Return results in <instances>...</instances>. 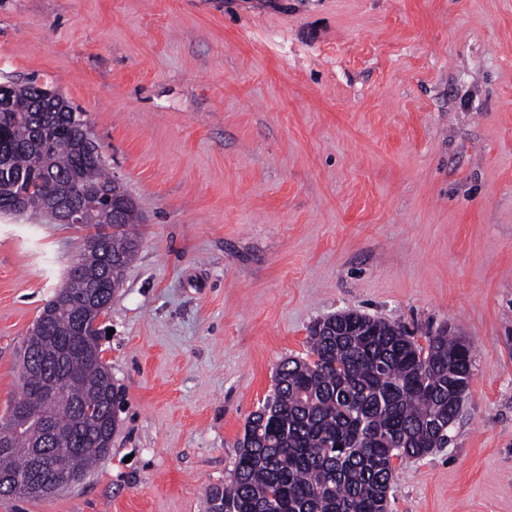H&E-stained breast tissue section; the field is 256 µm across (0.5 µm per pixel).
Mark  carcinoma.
<instances>
[{"label":"carcinoma","mask_w":512,"mask_h":512,"mask_svg":"<svg viewBox=\"0 0 512 512\" xmlns=\"http://www.w3.org/2000/svg\"><path fill=\"white\" fill-rule=\"evenodd\" d=\"M40 88L17 87L10 120L0 124L16 188L0 191V209L32 211L64 192L73 203L98 195L107 210L125 204L111 232L95 233L67 269L56 303L44 306L21 359L23 394L0 436V480L28 476L37 491L0 487V495L45 496L44 488L86 474L112 438L110 411L119 389L102 361L90 325L106 313L139 241L135 201L90 154L76 110L65 103L36 111ZM308 337V359H290L276 370V385L245 425L233 478L214 486L208 512H386L393 458L431 454L448 441L460 409L450 387L473 377L472 346L458 337L430 336L417 344L398 324L346 321ZM51 422L52 441L34 420L18 428L19 409Z\"/></svg>","instance_id":"1"}]
</instances>
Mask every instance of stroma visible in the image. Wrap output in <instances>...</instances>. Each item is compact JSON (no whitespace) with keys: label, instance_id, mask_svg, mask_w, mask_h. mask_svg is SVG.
<instances>
[{"label":"stroma","instance_id":"35a3bbf8","mask_svg":"<svg viewBox=\"0 0 512 512\" xmlns=\"http://www.w3.org/2000/svg\"><path fill=\"white\" fill-rule=\"evenodd\" d=\"M83 112L136 200L108 453L0 512H206L310 326L447 332L474 376L388 512H512V0H0V83ZM90 230L0 217V421Z\"/></svg>","mask_w":512,"mask_h":512}]
</instances>
